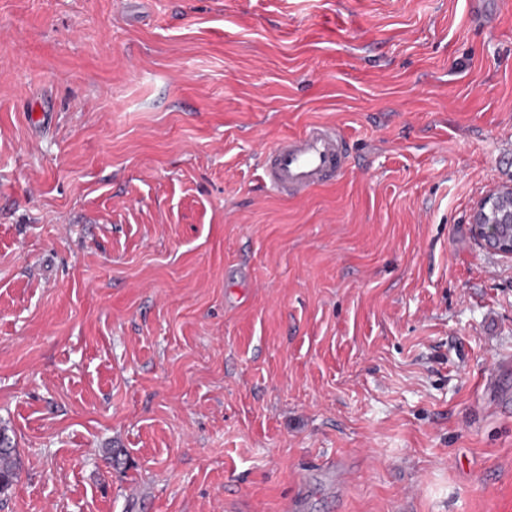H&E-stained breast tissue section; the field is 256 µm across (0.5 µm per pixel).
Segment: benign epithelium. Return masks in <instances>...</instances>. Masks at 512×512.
Segmentation results:
<instances>
[{
	"instance_id": "benign-epithelium-1",
	"label": "benign epithelium",
	"mask_w": 512,
	"mask_h": 512,
	"mask_svg": "<svg viewBox=\"0 0 512 512\" xmlns=\"http://www.w3.org/2000/svg\"><path fill=\"white\" fill-rule=\"evenodd\" d=\"M471 224L487 252L512 256V187L489 191L475 207Z\"/></svg>"
}]
</instances>
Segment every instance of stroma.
<instances>
[{"mask_svg": "<svg viewBox=\"0 0 512 512\" xmlns=\"http://www.w3.org/2000/svg\"><path fill=\"white\" fill-rule=\"evenodd\" d=\"M507 185L512 0H0V512H512ZM348 144L336 126L312 125L262 153L265 180L288 198L336 180L345 171ZM472 232L489 253L512 256V187L489 191L472 215ZM20 466L16 450L0 431V496L8 494Z\"/></svg>", "mask_w": 512, "mask_h": 512, "instance_id": "stroma-1", "label": "stroma"}]
</instances>
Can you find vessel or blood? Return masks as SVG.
<instances>
[{
	"instance_id": "b4317fda",
	"label": "vessel or blood",
	"mask_w": 512,
	"mask_h": 512,
	"mask_svg": "<svg viewBox=\"0 0 512 512\" xmlns=\"http://www.w3.org/2000/svg\"><path fill=\"white\" fill-rule=\"evenodd\" d=\"M348 144L338 127L317 124L284 137L262 153L266 181L284 197H298L345 171Z\"/></svg>"
}]
</instances>
